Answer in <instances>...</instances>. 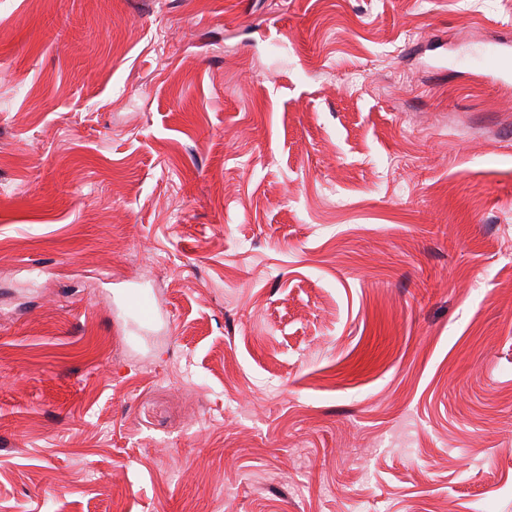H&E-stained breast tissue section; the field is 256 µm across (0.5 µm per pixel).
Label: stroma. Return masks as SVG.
<instances>
[{
  "mask_svg": "<svg viewBox=\"0 0 512 512\" xmlns=\"http://www.w3.org/2000/svg\"><path fill=\"white\" fill-rule=\"evenodd\" d=\"M497 42L512 0H0V512H512Z\"/></svg>",
  "mask_w": 512,
  "mask_h": 512,
  "instance_id": "stroma-1",
  "label": "stroma"
}]
</instances>
